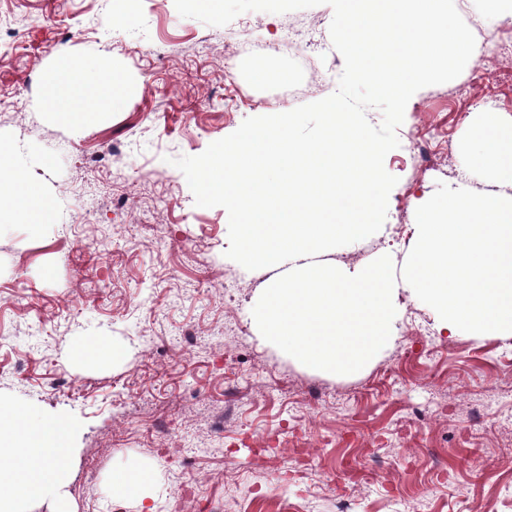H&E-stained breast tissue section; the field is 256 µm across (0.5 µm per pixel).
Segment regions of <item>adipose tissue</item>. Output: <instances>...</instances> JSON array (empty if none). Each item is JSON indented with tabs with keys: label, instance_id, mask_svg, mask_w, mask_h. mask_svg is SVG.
<instances>
[{
	"label": "adipose tissue",
	"instance_id": "adipose-tissue-1",
	"mask_svg": "<svg viewBox=\"0 0 512 512\" xmlns=\"http://www.w3.org/2000/svg\"><path fill=\"white\" fill-rule=\"evenodd\" d=\"M121 78L110 57L96 55L76 64L60 57L45 77L43 107L78 126L95 114L116 109ZM57 213L54 195L34 184L24 169L0 177V216L16 215L38 226ZM78 428L67 418H46L0 397V512H25L26 504L49 501L50 512H73L69 498L70 471L63 463Z\"/></svg>",
	"mask_w": 512,
	"mask_h": 512
}]
</instances>
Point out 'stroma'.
Masks as SVG:
<instances>
[{
  "label": "stroma",
  "mask_w": 512,
  "mask_h": 512,
  "mask_svg": "<svg viewBox=\"0 0 512 512\" xmlns=\"http://www.w3.org/2000/svg\"><path fill=\"white\" fill-rule=\"evenodd\" d=\"M483 14L479 57L410 99L384 160L397 177L382 237L337 248V268L390 255L402 269L415 210L438 183L487 193L459 142L484 111L512 117V24ZM0 0V137L56 196L38 230L0 223V394L79 426L74 512H139L112 473L153 472L156 512H512V338L448 336L400 290L396 338L360 373L303 365L266 341L252 309L272 269L226 257L228 213L197 206L174 158L201 154L249 117L291 110L288 87L338 88L330 6L247 12L225 26L174 0ZM295 29L311 70L282 39ZM111 57L126 103L74 127L41 108L57 57ZM272 79L256 82V66ZM121 155H113V145ZM87 336L122 348L76 365ZM191 468H183V456Z\"/></svg>",
  "instance_id": "1"
}]
</instances>
